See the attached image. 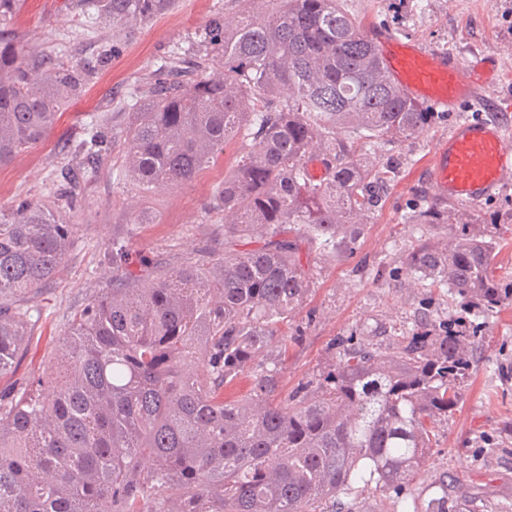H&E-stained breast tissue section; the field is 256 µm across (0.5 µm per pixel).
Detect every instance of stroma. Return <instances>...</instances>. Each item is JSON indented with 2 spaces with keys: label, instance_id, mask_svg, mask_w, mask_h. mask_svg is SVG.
<instances>
[{
  "label": "stroma",
  "instance_id": "obj_1",
  "mask_svg": "<svg viewBox=\"0 0 512 512\" xmlns=\"http://www.w3.org/2000/svg\"><path fill=\"white\" fill-rule=\"evenodd\" d=\"M63 3L23 0L14 25L30 49L67 57L94 75L85 95L60 112L35 148L0 167V208L38 197L51 176L71 166L67 145L90 116L123 127L126 116L117 107L135 82L155 70L174 46H188L211 18L239 8L237 0H178L172 12L116 45L111 27L72 21ZM344 6L365 27L392 31L431 50L466 58L495 56L508 77L491 106L438 114L407 140L369 142L349 129L338 130V138L370 153L392 175L356 252L335 259L311 255L310 292L288 324L295 341L281 366V390L294 392L327 372L342 338L389 352L424 323L460 315L477 322L485 343L476 348L470 374L460 387V402L439 422L436 442L420 472L402 488L384 492L354 481L350 494H338L337 500L353 512H429L434 499L444 496L452 507L474 502L486 512H500L512 505V300L489 316L474 318L466 302L449 300L446 289L415 285L405 258L418 241L445 243L463 226L477 234L492 230L497 240L494 271L512 276V182L480 204H448L445 224L434 227L413 219L421 204L439 201L429 181V162L436 142L459 117L490 118L512 134V0H345ZM241 148V142L229 144L223 164L206 170L193 184L161 187L146 195L118 178L122 159L111 155L91 183L89 204L79 216L89 244L74 249L55 279L33 295L41 315L31 325L20 365L0 378V387L11 388L48 367L70 319L101 285L103 252L113 236L125 237L135 256L171 266L195 261L219 231L205 217L207 195ZM145 205L160 214V223H128V213Z\"/></svg>",
  "mask_w": 512,
  "mask_h": 512
}]
</instances>
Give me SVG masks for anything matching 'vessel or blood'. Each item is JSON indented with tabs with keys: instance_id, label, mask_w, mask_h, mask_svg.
Listing matches in <instances>:
<instances>
[{
	"instance_id": "1",
	"label": "vessel or blood",
	"mask_w": 512,
	"mask_h": 512,
	"mask_svg": "<svg viewBox=\"0 0 512 512\" xmlns=\"http://www.w3.org/2000/svg\"><path fill=\"white\" fill-rule=\"evenodd\" d=\"M380 69L404 96L437 112H458L476 99L491 100L504 80L497 59H462L432 52L383 29H369ZM435 191L460 204H475L512 180V136L498 123L459 120L435 148L430 166Z\"/></svg>"
}]
</instances>
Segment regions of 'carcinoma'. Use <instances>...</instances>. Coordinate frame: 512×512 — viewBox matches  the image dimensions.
Returning <instances> with one entry per match:
<instances>
[{"mask_svg": "<svg viewBox=\"0 0 512 512\" xmlns=\"http://www.w3.org/2000/svg\"><path fill=\"white\" fill-rule=\"evenodd\" d=\"M176 0H67L130 34ZM19 0H0V166L32 149L57 113L82 97L92 71L27 48L11 27ZM71 140L93 178L121 152L141 190L197 180L239 138L244 152L212 189L207 219L224 249L167 268L130 258L112 238L109 283L68 324L47 375L0 390V512H330L369 468L388 489L413 479L435 422L453 412L471 368L473 336L425 327L391 352L346 346L310 386L280 394L284 327L310 274L303 248L355 249L389 171L336 139H409L433 113L396 91L343 0H265L210 20L192 47L165 57L117 106ZM325 173L308 170L314 144ZM49 194L0 209V377L22 360L36 305L77 243L85 188L68 172ZM422 224H442L434 205ZM496 241L461 232L406 256L428 288L469 298L488 314L512 287L493 270ZM280 349L259 362L274 337ZM246 376L245 398L224 389Z\"/></svg>", "mask_w": 512, "mask_h": 512, "instance_id": "carcinoma-1", "label": "carcinoma"}]
</instances>
